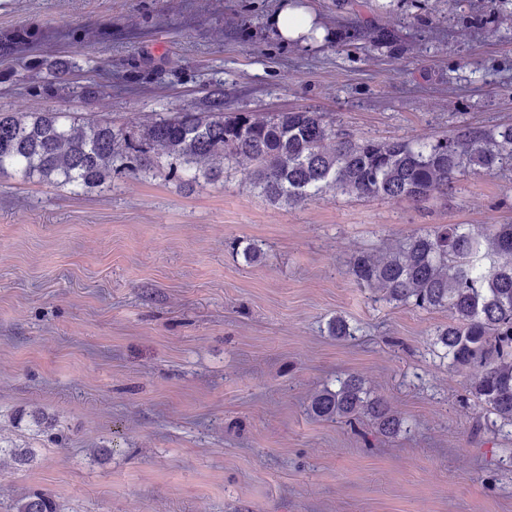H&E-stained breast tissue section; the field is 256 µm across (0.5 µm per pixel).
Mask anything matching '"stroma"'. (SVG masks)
Here are the masks:
<instances>
[{
  "instance_id": "stroma-1",
  "label": "stroma",
  "mask_w": 512,
  "mask_h": 512,
  "mask_svg": "<svg viewBox=\"0 0 512 512\" xmlns=\"http://www.w3.org/2000/svg\"><path fill=\"white\" fill-rule=\"evenodd\" d=\"M282 0H0V108L138 134L150 117L307 108L354 138L512 123L501 0H306L322 39L282 44ZM74 67L55 93L50 61ZM512 222V173L420 204L327 192L274 204L242 170L187 186L159 164L71 193L0 173V512H512V426L481 415L435 343L447 310L384 301L350 269L440 225ZM259 247L258 260L245 257ZM343 317L354 338L329 336ZM404 430L314 417L347 375ZM57 419L51 441L18 410ZM112 453L97 458L95 448ZM13 512H61V507L49 493L34 491L17 499Z\"/></svg>"
}]
</instances>
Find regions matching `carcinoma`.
Wrapping results in <instances>:
<instances>
[{"instance_id":"carcinoma-1","label":"carcinoma","mask_w":512,"mask_h":512,"mask_svg":"<svg viewBox=\"0 0 512 512\" xmlns=\"http://www.w3.org/2000/svg\"><path fill=\"white\" fill-rule=\"evenodd\" d=\"M161 158L171 175L190 181L216 180L224 169L247 162L252 186L286 206L316 200L329 190L420 203L452 193L467 173L512 172V125L461 126L432 140L353 139L339 134L323 112H278L268 118L226 114L218 91L211 92L206 111L159 117L137 137L93 117L0 111V173L12 169L77 193L107 184L116 171L147 174ZM351 272L389 303L448 310V325L436 331L448 366L471 371L472 397L512 425V224H488L478 232L466 224L426 230L383 257L359 255ZM328 333L347 339L354 330L336 316ZM310 410L351 428L367 420L385 436L397 435L403 425L388 401L370 396L354 376L317 392ZM26 417L42 433L56 428L42 412H21L17 420ZM2 457L23 466L35 452L0 445ZM13 512H61V507L52 495L34 491L17 499Z\"/></svg>"}]
</instances>
